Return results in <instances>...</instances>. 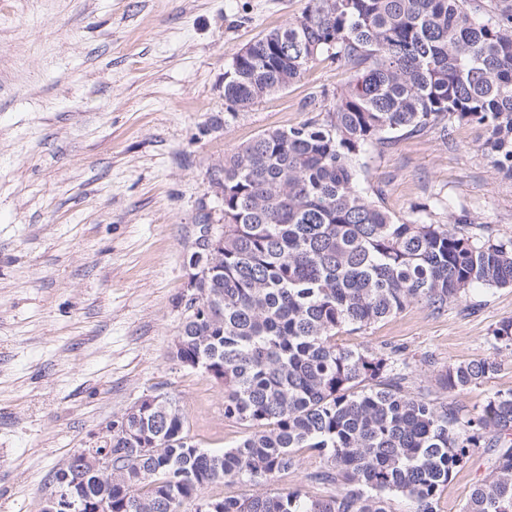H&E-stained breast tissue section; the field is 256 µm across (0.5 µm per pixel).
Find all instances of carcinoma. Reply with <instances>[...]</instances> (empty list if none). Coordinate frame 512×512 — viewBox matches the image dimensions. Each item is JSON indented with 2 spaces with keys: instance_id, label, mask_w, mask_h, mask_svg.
<instances>
[{
  "instance_id": "carcinoma-1",
  "label": "carcinoma",
  "mask_w": 512,
  "mask_h": 512,
  "mask_svg": "<svg viewBox=\"0 0 512 512\" xmlns=\"http://www.w3.org/2000/svg\"><path fill=\"white\" fill-rule=\"evenodd\" d=\"M329 60L350 72L335 101L310 120L266 130L209 173L224 193L218 244L203 219L194 251L202 315L186 314L178 359H198L224 382V418L248 430L222 452L198 446L172 402L112 421V512H187L183 504L226 482L269 484L309 448L326 460L314 478L340 484L310 499L299 491L225 497L222 512H390L396 495L414 512L435 504L473 448L494 454L463 512H512V391L463 418L409 390L397 351L336 343L421 304L434 313L471 288H512V238L450 204L424 203L410 219L363 195L358 158L429 128L485 129L493 165L512 177V0H308L300 16L248 43L224 71V117ZM512 347V320L490 336ZM498 368L489 358L443 366L438 383L461 392Z\"/></svg>"
}]
</instances>
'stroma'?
Segmentation results:
<instances>
[{
    "label": "stroma",
    "mask_w": 512,
    "mask_h": 512,
    "mask_svg": "<svg viewBox=\"0 0 512 512\" xmlns=\"http://www.w3.org/2000/svg\"><path fill=\"white\" fill-rule=\"evenodd\" d=\"M308 0H0V512H41L55 474L93 436L155 390L186 413L203 448L243 437L224 417V390L170 351L202 219L222 221L209 170L268 129L328 108L349 73L314 64L236 122L206 131L224 109V71L246 44L301 15ZM475 124L400 140L362 156L367 196L400 218L431 197L512 236V180L495 169ZM512 319V288L472 289L437 314L413 304L365 330L351 349L397 350L412 385L460 415L512 390V350L492 329ZM491 358L497 372L448 393L445 364ZM274 482L310 498L317 452ZM474 449L435 505L462 512L491 470Z\"/></svg>",
    "instance_id": "1"
}]
</instances>
